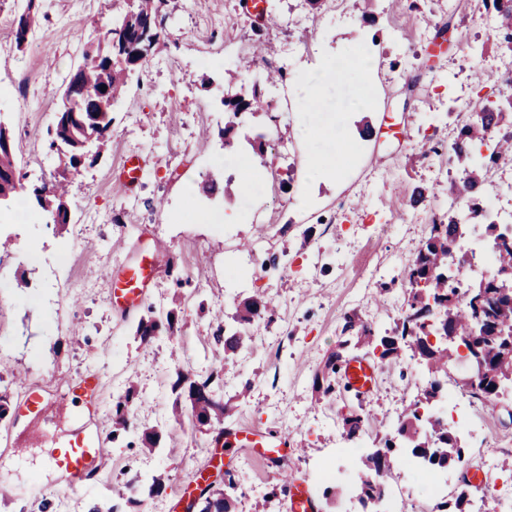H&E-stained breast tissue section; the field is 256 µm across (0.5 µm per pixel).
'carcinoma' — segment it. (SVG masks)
<instances>
[{"label":"carcinoma","mask_w":512,"mask_h":512,"mask_svg":"<svg viewBox=\"0 0 512 512\" xmlns=\"http://www.w3.org/2000/svg\"><path fill=\"white\" fill-rule=\"evenodd\" d=\"M170 0H104L106 8L117 15V21L89 44L83 51V63L71 74L57 111L49 148L62 155L61 165L53 180L32 190L38 207L53 223H69L66 203L68 187L79 174L78 164L89 143L97 144V153L107 148L111 138L112 103L127 90L130 70L142 65L147 57L167 46L169 33L166 20ZM492 4L499 26L507 38L499 48L512 55V0H483ZM40 18L38 0H26V6L17 16L13 41L16 50H22ZM284 72L266 65V76L257 78L248 95L237 92L224 97V112L228 122L224 128V147L233 146L227 137L235 120L246 108L254 113L262 107L264 85L283 81ZM107 90H101L102 86ZM512 124V113L476 105L473 115L460 129L452 145L457 179L449 182L451 195L471 203V220L477 221L483 212L487 166L472 156L471 146L486 137L498 143V155H512V132L504 129ZM26 190L22 183L11 129L0 123V201L12 199ZM465 235L464 224L450 214L428 225V233L421 247L405 270L409 284L405 310L394 327L379 333L362 315L352 311L344 318L343 331L350 333L344 346L363 349L378 355V360L397 363L407 358L418 361L428 371L430 382L421 398L403 408L392 433L379 441V446L361 456V465L367 475L359 488V495L380 497L402 467L404 459L398 449L405 448L422 458L433 468H463L468 459L458 436L439 423L428 427L422 423L419 404L437 402L448 382V366L459 358L450 346L457 344L467 349V375L461 387L481 401L500 399L507 383H512V239L497 231L493 224L486 226V236L496 252V268L487 278H480L466 287V298L457 296L459 269L449 261L451 245ZM272 310L269 300L254 295L240 304L234 315L235 326H220L216 338H224V356L230 357L247 347L250 337L244 328L265 319ZM182 316L173 308L164 313L153 306L146 308L136 327L135 335L142 342H150L161 334L171 337L182 327ZM347 357L337 352L327 360L324 370L315 374L313 392L320 398L336 395L338 371ZM220 378L215 370L205 377L183 370L176 371L171 391L183 395L190 403L195 424L200 427L221 425L230 416L231 403L216 392L215 382ZM136 390L127 388L124 396L112 404V434L139 432L145 451L154 453L159 444V431L143 427L133 410ZM368 416L362 406H353L337 422L341 435L347 440H358ZM454 503L437 505L439 512H469L467 479ZM129 492L145 490L148 495L164 491L160 476L144 483L136 480L128 484ZM236 482L228 480L222 488L207 485L199 498L188 509L192 512H236Z\"/></svg>","instance_id":"1"}]
</instances>
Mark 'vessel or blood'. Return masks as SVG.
Returning a JSON list of instances; mask_svg holds the SVG:
<instances>
[{"mask_svg":"<svg viewBox=\"0 0 512 512\" xmlns=\"http://www.w3.org/2000/svg\"><path fill=\"white\" fill-rule=\"evenodd\" d=\"M146 158L131 155L124 159L117 178L124 185L136 183L145 166ZM160 244H152L142 253L137 263L125 268L120 275L109 276L112 308L120 314H128L139 307L146 299L148 289L156 276V257L161 252ZM340 375L346 388L356 395H370L375 386L376 368L365 358L354 357L345 362ZM98 377L88 372L66 381L65 386L75 407L84 409L88 414L98 412ZM232 446L247 448L251 454L267 461L283 460L288 451L285 438L258 434L242 427L235 431ZM101 453V434L81 426L76 428L69 439L51 455L48 464L67 475L70 485L85 486L96 478V463ZM286 512H315L316 505L304 485L290 480L288 496L285 500Z\"/></svg>","mask_w":512,"mask_h":512,"instance_id":"1","label":"vessel or blood"}]
</instances>
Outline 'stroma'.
Instances as JSON below:
<instances>
[{
    "instance_id": "1",
    "label": "stroma",
    "mask_w": 512,
    "mask_h": 512,
    "mask_svg": "<svg viewBox=\"0 0 512 512\" xmlns=\"http://www.w3.org/2000/svg\"><path fill=\"white\" fill-rule=\"evenodd\" d=\"M275 26L255 34L241 0H171L167 48L148 58L130 77L126 94L112 108V147L75 176L68 197L70 222L49 223L29 207L26 223L0 228V391L17 394L40 385L47 411L40 419H10L0 443V512H40L51 501L56 512H87L112 502L134 477L163 476L162 495L141 496L124 512H185L197 490L192 477L214 480L233 472L237 512H256L257 502L289 469L305 482L317 512H344L345 497L325 498L314 468L333 456L342 439L335 418L362 404L372 414L363 439L372 445L421 390L415 377H401L398 364L379 373L372 395L339 390L316 401L312 378L345 339L344 315L358 311L375 326L391 327L401 314L407 285L395 265H407L420 246L433 210L448 204L447 155L422 156L424 143L454 140L483 98L503 100L495 69L502 56L482 18L479 0H415L396 10L373 0L363 18L359 0L312 11L308 0H271ZM41 24L24 50L0 44V120L14 135L15 152L27 184L50 179L58 168L44 137L53 127L60 96L82 49L112 24L99 0H40ZM452 18L449 40L435 24ZM265 42L274 66L293 74L287 95L266 86L267 111L243 114L224 148L227 121L224 72L253 55ZM371 71L354 67L359 53ZM342 65L343 82L317 84L323 68ZM487 73L475 84V72ZM321 112L305 111L313 95ZM294 107L281 119L284 99ZM384 125L375 139L359 133L361 120ZM406 139H399V132ZM150 159L130 188L114 174L125 157ZM331 154L336 170L313 173V156ZM245 159L257 172L276 160L275 184L260 195L252 216L240 213L242 180L226 170L225 157ZM217 179L214 193L201 192ZM428 187L414 201L417 187ZM160 241L157 274L147 301L177 308L184 325L177 335L140 345L134 337L142 309L122 315L109 302L107 271L135 263L152 241ZM251 260L239 281L236 257ZM27 287H18V280ZM264 293L276 304L266 330L248 354L228 358L212 338L203 308L231 316L245 298ZM219 370L224 396L242 385L251 392L224 427L246 426L290 442L287 467L247 452L228 455L216 433L193 427L186 406L174 403L176 369ZM99 374V413L90 427L104 436L97 478L69 487L47 460L63 437L75 407L55 392L60 377ZM139 392L135 412L160 428V450L146 455L138 434L111 439L108 416L128 381ZM477 419L491 433L489 447L467 443L470 464L486 480L471 489L481 512H512L498 495L512 484V395L479 403Z\"/></svg>"
}]
</instances>
